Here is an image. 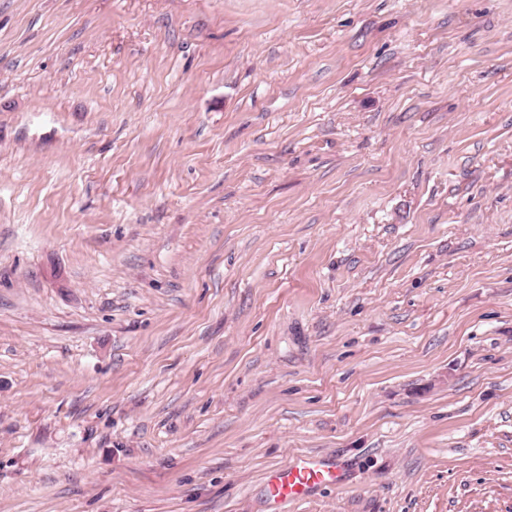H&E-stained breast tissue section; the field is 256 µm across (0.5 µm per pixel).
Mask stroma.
<instances>
[{"instance_id":"35a3bbf8","label":"stroma","mask_w":512,"mask_h":512,"mask_svg":"<svg viewBox=\"0 0 512 512\" xmlns=\"http://www.w3.org/2000/svg\"><path fill=\"white\" fill-rule=\"evenodd\" d=\"M0 512H512V0H0ZM269 497L278 503L301 502L319 487L343 484L336 461L325 456L299 455L271 471L266 479Z\"/></svg>"}]
</instances>
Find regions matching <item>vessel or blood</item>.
I'll return each instance as SVG.
<instances>
[{
	"label": "vessel or blood",
	"instance_id": "b4317fda",
	"mask_svg": "<svg viewBox=\"0 0 512 512\" xmlns=\"http://www.w3.org/2000/svg\"><path fill=\"white\" fill-rule=\"evenodd\" d=\"M269 497L278 503L301 502L319 487L341 486L343 474L335 460L300 455L271 471L266 479Z\"/></svg>",
	"mask_w": 512,
	"mask_h": 512
}]
</instances>
